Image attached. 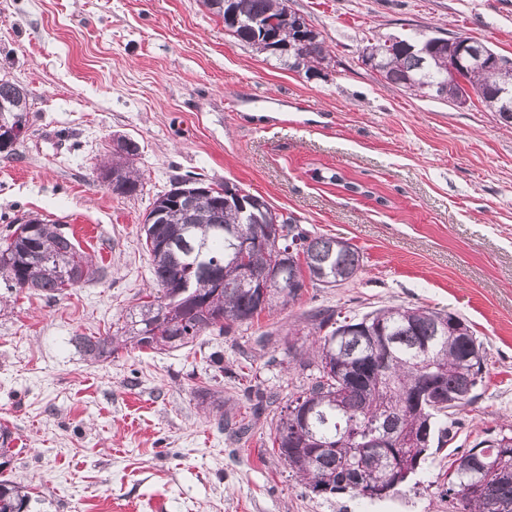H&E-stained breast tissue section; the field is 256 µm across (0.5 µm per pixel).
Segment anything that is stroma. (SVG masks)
I'll return each instance as SVG.
<instances>
[{
  "mask_svg": "<svg viewBox=\"0 0 512 512\" xmlns=\"http://www.w3.org/2000/svg\"><path fill=\"white\" fill-rule=\"evenodd\" d=\"M289 5L326 42L320 75L241 45L203 0H0V77L30 105L17 155H0V237L15 218L46 217L102 271L55 298L0 282V424L16 437L6 471L31 480L49 512H452L450 452L512 426V132L481 104L412 94L362 60L368 39L417 32L512 58V0ZM280 99L308 109L277 111ZM121 136L141 147L145 188L133 199L98 177ZM318 169L360 192L315 179ZM197 175L349 240L360 272L307 285L246 329L90 361L76 337L113 330L153 287L142 225L155 195ZM399 305L471 326L487 357L476 399L393 496L311 495L269 442L302 383L288 349L310 343L315 310ZM204 384L236 417L246 387L274 402L232 437L200 401Z\"/></svg>",
  "mask_w": 512,
  "mask_h": 512,
  "instance_id": "35a3bbf8",
  "label": "stroma"
}]
</instances>
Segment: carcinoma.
<instances>
[{
	"label": "carcinoma",
	"instance_id": "carcinoma-1",
	"mask_svg": "<svg viewBox=\"0 0 512 512\" xmlns=\"http://www.w3.org/2000/svg\"><path fill=\"white\" fill-rule=\"evenodd\" d=\"M289 0H233L239 18L230 27L242 45L259 52L268 49L266 25L273 27L278 42L293 43L303 36V53H278L295 71L313 72L327 61L325 41L303 15L290 9ZM426 45L420 54L414 45ZM376 56L373 68L390 84L432 98L454 101L459 87L448 85V46L424 37L411 41L392 38L368 43ZM464 85L504 125H512V110L502 107L497 90L512 86V60L488 68H474L462 75ZM29 99L17 83L0 78V153L15 154L20 136L4 126L26 128ZM137 141L121 137L112 149V163L104 177L112 194L120 198L142 195V175L133 168L139 155ZM183 188L191 198H179ZM240 186L226 182L216 186L200 177L174 183L157 195L150 214L156 218L143 225V246L152 262L157 296L130 311L111 336H79L77 343L89 359L105 361L131 344L139 349L164 350L194 342L200 336H222L249 326L262 311L285 309L302 295L304 274L309 281L336 287L354 279L361 267L359 251L347 240L312 235L292 217L277 212L262 197L259 206L242 211ZM264 226L263 242L248 245L250 264L274 265L279 285L270 289L263 309L248 288L247 270L235 262L241 239L257 225ZM301 252L291 253L294 242ZM93 267L74 236L61 224L35 217L16 221V228L0 240V278L16 290L62 295L66 286L92 280ZM316 339L308 349L292 356L306 385L289 400L286 413L276 423L270 442L280 459L305 489L318 495L351 492L362 496L360 486L386 489L395 476L390 457L417 458L431 448L448 443L450 411L468 404V394L455 404L447 394L469 380L471 390L482 382L485 362L471 359L474 346H482L470 326L459 316L419 307L387 306L358 315L350 311L318 310L309 316ZM390 349L389 382L377 385L371 358ZM198 395L211 399L217 424L235 435L247 426L224 417V401L206 387ZM390 422L403 438L386 447L372 448L378 422ZM493 447L480 441L464 449L451 462L453 474L444 495L455 512H492L489 500L512 504V456L508 470L496 477L485 492L469 487L480 475L460 461H474L475 450ZM0 462V512H34L41 503L32 485L4 475Z\"/></svg>",
	"mask_w": 512,
	"mask_h": 512
}]
</instances>
